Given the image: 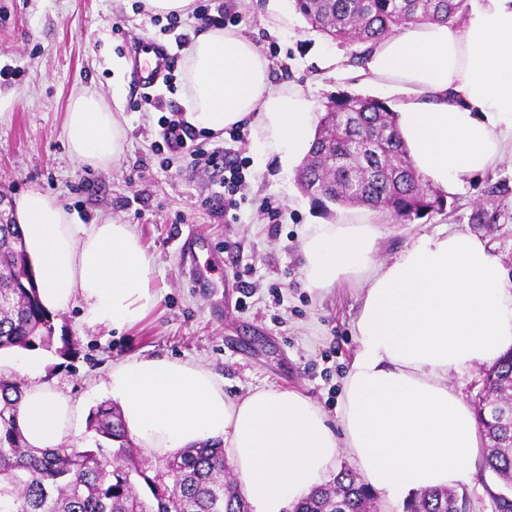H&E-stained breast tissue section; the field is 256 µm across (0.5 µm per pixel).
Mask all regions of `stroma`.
<instances>
[{"instance_id": "obj_1", "label": "stroma", "mask_w": 512, "mask_h": 512, "mask_svg": "<svg viewBox=\"0 0 512 512\" xmlns=\"http://www.w3.org/2000/svg\"><path fill=\"white\" fill-rule=\"evenodd\" d=\"M267 0H236L237 28L270 63L272 82L300 90L324 112L341 94L390 101L387 90L364 80L353 46L324 37L285 0L276 20ZM197 22L181 17L176 30L139 0H0V69L19 75L0 81V199L36 189L56 198L79 223L135 225L154 262L151 286L158 305L140 322L115 332L88 326L82 310L57 314L44 378L82 400L107 403L102 390L114 364L135 357L199 363L223 377L235 396L252 386L291 387L319 402L335 419L342 378L357 347L354 320L364 294L354 281L327 291L307 288L300 237L309 224L358 217L376 224L377 258L393 262L411 238L443 225L485 239L512 280V158L507 157L448 194L442 211L410 224L367 207H317L262 145L255 124L204 132L200 154L159 150L171 105L180 104L185 36ZM162 45L174 57L170 80L158 83L162 105L140 106L131 75H116L114 60L131 61L142 45ZM97 92L118 112L125 138L108 167L69 156L64 122L81 89ZM222 151L246 164L237 219L205 207L223 190V174L206 153ZM279 208L270 221L266 205Z\"/></svg>"}]
</instances>
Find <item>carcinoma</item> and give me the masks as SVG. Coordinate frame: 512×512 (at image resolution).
<instances>
[{"mask_svg":"<svg viewBox=\"0 0 512 512\" xmlns=\"http://www.w3.org/2000/svg\"><path fill=\"white\" fill-rule=\"evenodd\" d=\"M313 29L341 43L377 42L407 24L457 23L466 0H293ZM301 188L327 209L331 204L389 211L411 223L443 207V195L423 182L412 166L385 102L342 95L331 101L300 172ZM35 279L20 226L0 224V349L49 343L54 315L37 288L18 287ZM490 395L477 423L487 442L483 470L501 480L485 485L491 512H512V350L494 364ZM22 385L0 375V512H249L238 489L224 488L221 443L182 448L155 462L139 458L121 412L99 405L89 414L99 436L92 445L32 448L17 426ZM382 512L372 490L347 472L319 486L292 512ZM466 495L424 490L404 505L406 512H465Z\"/></svg>","mask_w":512,"mask_h":512,"instance_id":"carcinoma-1","label":"carcinoma"}]
</instances>
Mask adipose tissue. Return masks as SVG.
I'll use <instances>...</instances> for the list:
<instances>
[{
	"label": "adipose tissue",
	"instance_id": "obj_1",
	"mask_svg": "<svg viewBox=\"0 0 512 512\" xmlns=\"http://www.w3.org/2000/svg\"><path fill=\"white\" fill-rule=\"evenodd\" d=\"M461 27L412 25L377 42L364 73L397 95L396 123L412 164L440 192L512 155V0H467ZM181 96L186 120L214 133L256 119L267 145L294 168L315 135L313 104L276 88L250 38L208 30L186 48ZM64 134L74 161L108 166L124 128L94 92H77ZM42 305H81L83 321L121 331L157 304L153 261L132 224H79L56 198L30 190L13 203ZM372 224H324L302 233L310 288L363 278L357 348L335 421L294 389L254 386L229 397L210 369L141 357L112 368L107 390L144 454L165 456L221 440L224 458L253 512H285L332 474L346 453L385 503L468 482L483 439L473 410L448 378L492 365L512 350V283L474 235L448 228L412 238L391 263L375 259ZM18 405L30 446L56 448L78 434L80 406L42 379Z\"/></svg>",
	"mask_w": 512,
	"mask_h": 512
}]
</instances>
